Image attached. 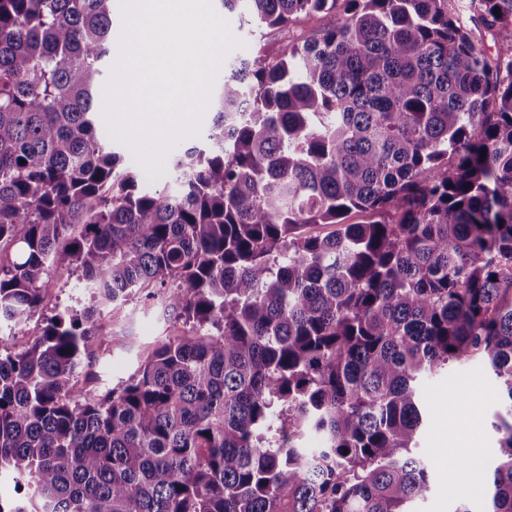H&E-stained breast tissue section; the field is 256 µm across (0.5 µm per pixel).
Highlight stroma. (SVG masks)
I'll return each instance as SVG.
<instances>
[{
	"instance_id": "35a3bbf8",
	"label": "stroma",
	"mask_w": 512,
	"mask_h": 512,
	"mask_svg": "<svg viewBox=\"0 0 512 512\" xmlns=\"http://www.w3.org/2000/svg\"><path fill=\"white\" fill-rule=\"evenodd\" d=\"M238 47L225 57L226 62L252 57L257 50L276 53L284 36L260 34L246 24L239 12L226 13ZM90 293L77 275L66 268L54 270L45 284L42 316L34 317L15 333L0 334V344L13 352L30 347L41 334L43 316L89 304ZM164 310L163 291L154 289L151 298H140L114 310L112 320L97 342L95 359L80 376L81 386L100 392L127 380L155 341L184 331ZM424 426L415 450L430 469V487L424 498L413 504L414 512H454L466 504L472 512H482L485 482L483 473L498 454L497 436L490 426L496 400L495 383L473 362L427 378L419 390ZM460 457L475 460L472 476H464L453 462Z\"/></svg>"
}]
</instances>
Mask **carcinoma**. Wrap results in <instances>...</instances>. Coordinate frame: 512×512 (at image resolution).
I'll return each instance as SVG.
<instances>
[{
    "instance_id": "obj_1",
    "label": "carcinoma",
    "mask_w": 512,
    "mask_h": 512,
    "mask_svg": "<svg viewBox=\"0 0 512 512\" xmlns=\"http://www.w3.org/2000/svg\"><path fill=\"white\" fill-rule=\"evenodd\" d=\"M217 2L338 18L232 63L151 191L95 128L111 0H0V326L61 263L93 299L0 352V479L33 486L0 512H410L420 385L474 358L483 512H512V57L472 38L512 46V0ZM149 287L189 330L78 386L103 308Z\"/></svg>"
}]
</instances>
